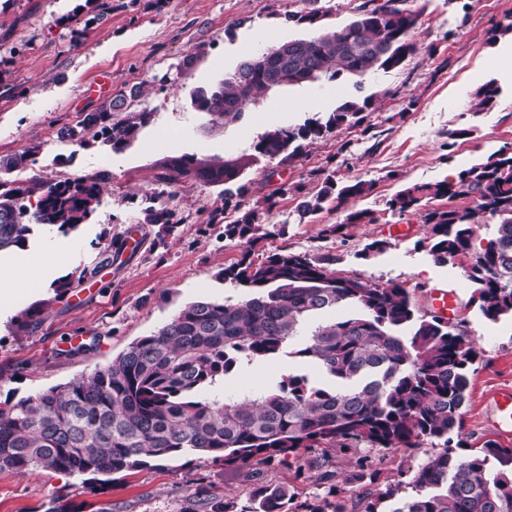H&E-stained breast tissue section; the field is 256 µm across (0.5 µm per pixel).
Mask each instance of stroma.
<instances>
[{
    "mask_svg": "<svg viewBox=\"0 0 512 512\" xmlns=\"http://www.w3.org/2000/svg\"><path fill=\"white\" fill-rule=\"evenodd\" d=\"M408 4L419 14L417 53L400 68L379 69L358 81L365 92H381L374 111L277 165L255 151L258 136L327 115L353 93L356 81L271 91L227 127L212 125L190 95L216 85L258 48L309 34L308 26L284 18L294 0H166L161 6L112 0L111 14L89 27L85 0H0V157L35 146L36 163L14 172L16 182L95 176L101 186L100 203L85 224L65 234L39 227L22 250L30 263L57 273L40 288H15V303L0 324V401L92 374L191 302L241 296L221 278L241 248L223 239L222 225L207 223L210 211L224 204L223 185L191 179L176 185L169 205L183 222L171 234L142 223L135 200L158 189L172 157L192 154L205 166L244 155L249 163L240 179L251 190L243 208L262 205L275 188L286 189L270 216L285 232L258 244L256 257L276 249L331 254L339 275L401 283L423 313L430 290L457 294L459 318L478 349L460 437L472 450L497 441L483 403L494 387L512 386V315L485 318L466 276L472 255L436 263L421 245L426 230L419 213L400 215L386 202L403 185L451 179L473 161L512 150V35L493 34L512 23V0ZM190 53L195 61L183 67ZM103 73L112 77V94L141 86L143 95L126 105L151 113L137 140L119 153L59 135L103 102V95L88 91ZM162 76L169 86L161 92L156 80ZM492 78L501 87L496 106L470 112L471 94ZM459 128L470 129V136L449 140ZM320 170L340 183L375 181L376 189L348 207L331 203L299 218L295 190H315ZM351 209L373 211L375 223L345 224ZM340 222L342 234L322 237L324 225ZM375 239L387 240L386 250L364 256ZM120 243L125 249L117 258L113 247ZM64 282L68 292L56 296ZM29 310L35 313L30 321L24 318ZM289 372L322 379L315 368L284 355L245 366L215 391L236 397L243 387L262 389ZM201 485L213 501L240 506L252 488L246 471L204 454L153 461L103 485L77 474L39 470L20 477L3 471L0 512H53L61 504L76 512H184Z\"/></svg>",
    "mask_w": 512,
    "mask_h": 512,
    "instance_id": "stroma-1",
    "label": "stroma"
}]
</instances>
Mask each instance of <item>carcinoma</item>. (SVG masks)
I'll use <instances>...</instances> for the list:
<instances>
[{
  "mask_svg": "<svg viewBox=\"0 0 512 512\" xmlns=\"http://www.w3.org/2000/svg\"><path fill=\"white\" fill-rule=\"evenodd\" d=\"M290 11L286 19L313 29L306 38L288 41L287 86L321 80L361 77L373 70L396 69L417 51L412 32L418 13L394 0H363L358 16L344 25L322 23L326 13L317 0ZM92 16L86 25L106 18L112 0H86ZM279 70L250 56L210 88L191 94L193 107L209 122L240 121L250 104L269 91ZM324 120L263 133L255 150L285 161L305 143L373 110L381 94H364L361 83ZM133 87L105 100L62 136L80 146L99 142L121 152L131 146L151 113L127 110ZM500 94L496 81L479 87L469 111L491 110ZM30 147L0 158V252L23 247L36 226L68 232L85 223L99 204V179L84 177L46 184H17L9 175L35 162ZM159 183L171 187L184 177L226 185L225 202L244 196L238 168L228 163L200 166L181 155L165 164ZM374 182H336L321 178L315 192L298 194L296 212L312 216L332 200L336 207L370 195ZM37 196L36 204L26 200ZM164 191L145 193L143 223L175 231L181 219L168 208ZM448 199L446 208H429ZM465 198L466 207L451 202ZM275 195L263 208L240 210L226 221L225 209L214 210L211 224L224 225V238L245 245L240 258L224 267V282L245 289L232 302L199 300L181 308L154 333L133 340L103 369L56 385L36 395L0 402V471L25 477L39 469L67 474L114 475L140 468L151 460L190 453L210 456L231 468L248 469L254 480L247 504L216 502L211 512H512V448L487 442L479 452L461 455L462 440L452 433L463 428L462 409L470 372L478 351L459 328L431 314L419 316L410 292L400 283H367L336 275V258L311 257L286 250L253 259L260 242L283 233L268 222ZM390 210L421 213L427 226L423 246L439 263L474 252L466 270L476 286L479 309L489 319L512 313V151L501 150L460 170L451 180L413 184L387 201ZM367 209L351 210L344 223L323 230L336 235L349 224H372ZM492 225L490 239L476 246L482 225ZM348 306L353 314L318 321L325 312ZM306 334L293 355L315 365L334 381L319 385L305 375L288 374L277 384L235 401L202 399L199 393L245 364L276 359L303 328ZM429 440L439 447L413 473L399 479L383 476L358 455L365 444L386 459L398 448H417ZM335 451L349 462L340 476L322 470L306 454ZM297 462L295 478L316 472L315 482L328 486L305 500L293 485L264 482L261 468ZM495 459L500 468L488 467ZM381 486L378 494L363 491L347 506L345 485ZM412 493H407V490Z\"/></svg>",
  "mask_w": 512,
  "mask_h": 512,
  "instance_id": "carcinoma-1",
  "label": "carcinoma"
}]
</instances>
